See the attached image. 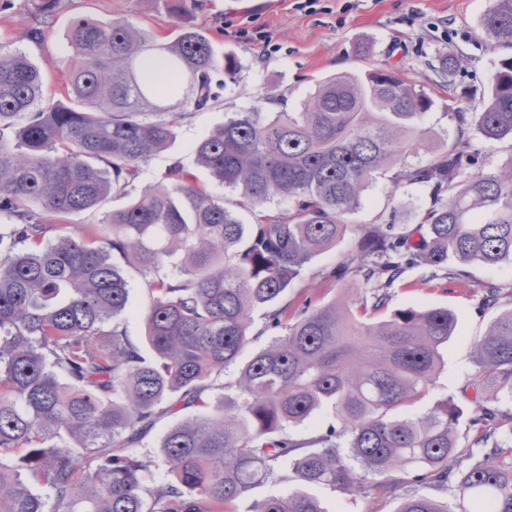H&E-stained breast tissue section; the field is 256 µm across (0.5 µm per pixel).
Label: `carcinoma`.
<instances>
[{"mask_svg":"<svg viewBox=\"0 0 512 512\" xmlns=\"http://www.w3.org/2000/svg\"><path fill=\"white\" fill-rule=\"evenodd\" d=\"M192 0H171L177 31L156 44L121 20L75 17L64 39L77 62L68 103L46 102L41 71L0 45V512H233L256 484L288 465L303 486L368 494L390 471L414 488H451L459 512H512V439L491 404L512 397V309L473 346L469 381L484 427L460 447L463 409L446 398L411 408L433 388L457 320L446 307L389 309L408 265L443 269L512 262V159L483 170L466 126L487 142L512 137V56L500 59L488 103L457 112V136L423 165L417 121L431 100L391 66L319 80L298 112L254 105L207 131L194 153L226 201L169 168L168 182L134 197L100 224L68 215L132 196L149 159L174 136L179 110L208 108L215 75L238 71L188 19ZM495 48H512V0H492L483 20ZM166 67L172 79L157 84ZM459 66L438 60L445 81ZM10 137L4 138V131ZM394 189L422 185L435 206L414 232L362 230L351 261L372 282L358 303L293 312L277 305L317 253L336 243L378 171ZM286 217L243 224L235 208L270 198ZM418 234L412 240V234ZM146 278L149 355L122 326L127 280L119 260ZM267 308L280 331L217 383L249 341L251 313ZM324 405L337 425L306 441L289 429ZM209 413L175 424L150 465L138 448L160 409ZM246 512H323L302 490L255 501ZM396 512H452L410 493Z\"/></svg>","mask_w":512,"mask_h":512,"instance_id":"carcinoma-1","label":"carcinoma"}]
</instances>
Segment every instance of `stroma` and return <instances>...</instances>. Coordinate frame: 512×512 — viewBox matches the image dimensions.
I'll return each instance as SVG.
<instances>
[{
  "instance_id": "35a3bbf8",
  "label": "stroma",
  "mask_w": 512,
  "mask_h": 512,
  "mask_svg": "<svg viewBox=\"0 0 512 512\" xmlns=\"http://www.w3.org/2000/svg\"><path fill=\"white\" fill-rule=\"evenodd\" d=\"M314 14L295 10L293 0H197L193 23L210 38L217 53L233 52L239 61L237 75L218 87L208 110L186 108L174 128L169 147L154 155L137 192L164 182L170 165L180 163L211 194L234 199L230 189L217 184L198 166L193 146L212 127L233 113L262 104L267 112H295L312 91L316 80L342 72L358 73L375 65L402 68L405 76L423 87L433 105L420 120L426 134L423 149L410 162L426 163L457 135V112H477L493 86L500 51L493 49L483 29L489 0H323ZM97 20L121 19L158 41H168L176 19L167 0H59L46 23H37L28 0H11L0 10V44L24 52L49 78L48 92L64 99V86L76 64V53L63 34L76 16ZM41 28L39 39L30 32ZM263 29L277 50L262 55L252 40L254 29ZM453 55L462 61L455 93L441 87L430 67L437 57ZM433 205L428 191L405 186L393 189L390 175L379 176L364 192L360 206L349 213L347 228L336 245L314 256L284 294L282 301L296 308L305 298L321 304L345 303L367 289L358 272H343L356 250L361 230L371 224H396L413 230ZM129 281L128 312L123 319L127 335L141 341L145 334L143 312L149 297L142 274L126 266ZM464 279L424 267L406 269L390 289L392 307L441 306L455 312V336L449 341L437 382L420 400L416 413L429 411L439 400L454 397L464 403L463 387L473 377L472 345L502 311L512 308V263L495 267L465 266ZM501 288L498 306H484L482 290ZM394 473L377 475L384 493L359 495L329 487L312 488L326 512H396L405 495L394 486Z\"/></svg>"
}]
</instances>
